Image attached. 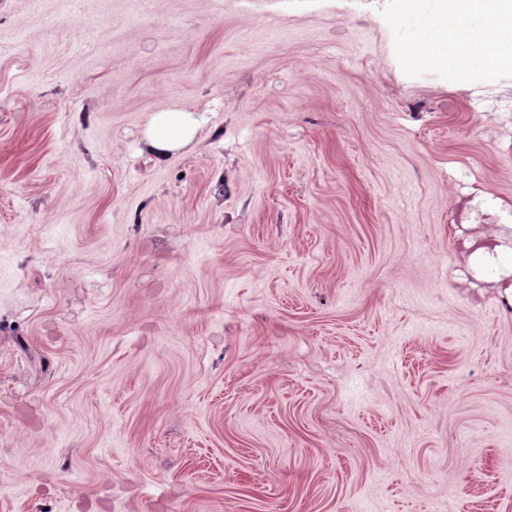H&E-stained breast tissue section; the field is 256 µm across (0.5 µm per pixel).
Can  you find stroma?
I'll list each match as a JSON object with an SVG mask.
<instances>
[{
    "label": "stroma",
    "mask_w": 512,
    "mask_h": 512,
    "mask_svg": "<svg viewBox=\"0 0 512 512\" xmlns=\"http://www.w3.org/2000/svg\"><path fill=\"white\" fill-rule=\"evenodd\" d=\"M392 12L0 0V512H512V79ZM194 117L190 112H161L153 120L149 138L157 153L165 152L181 144L192 133ZM494 238V246L491 250L488 247H479L474 254H471L468 258L469 264L472 268L477 271L478 267L484 263H491L496 260L494 256H492V251L497 254V257H500L503 254L510 253L512 256V225L511 224H502L501 229L497 230L493 233ZM501 242L502 245H496V243ZM511 244V245H510Z\"/></svg>",
    "instance_id": "stroma-1"
}]
</instances>
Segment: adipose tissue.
<instances>
[{"label": "adipose tissue", "mask_w": 512, "mask_h": 512, "mask_svg": "<svg viewBox=\"0 0 512 512\" xmlns=\"http://www.w3.org/2000/svg\"><path fill=\"white\" fill-rule=\"evenodd\" d=\"M394 13L421 17L423 37L407 47V67L432 66L449 80L493 91L501 75L512 74V0H437L424 14L423 0H393ZM192 113H159L149 129L157 153L192 133Z\"/></svg>", "instance_id": "1"}]
</instances>
